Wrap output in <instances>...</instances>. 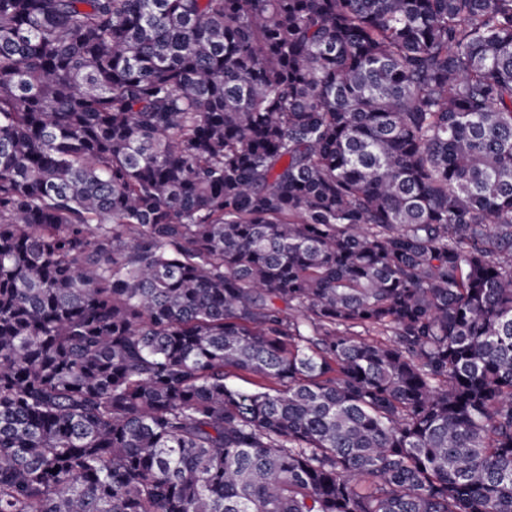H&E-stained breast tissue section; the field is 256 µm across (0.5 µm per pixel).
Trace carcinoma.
<instances>
[{
    "mask_svg": "<svg viewBox=\"0 0 512 512\" xmlns=\"http://www.w3.org/2000/svg\"><path fill=\"white\" fill-rule=\"evenodd\" d=\"M0 512H512V0H0Z\"/></svg>",
    "mask_w": 512,
    "mask_h": 512,
    "instance_id": "cac0c4a2",
    "label": "carcinoma"
}]
</instances>
